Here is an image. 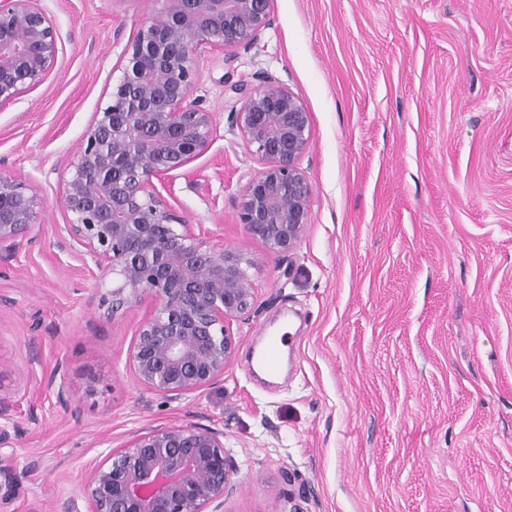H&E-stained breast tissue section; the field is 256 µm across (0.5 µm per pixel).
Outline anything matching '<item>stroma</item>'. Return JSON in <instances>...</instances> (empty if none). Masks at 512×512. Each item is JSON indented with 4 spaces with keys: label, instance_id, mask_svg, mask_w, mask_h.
<instances>
[{
    "label": "stroma",
    "instance_id": "35a3bbf8",
    "mask_svg": "<svg viewBox=\"0 0 512 512\" xmlns=\"http://www.w3.org/2000/svg\"><path fill=\"white\" fill-rule=\"evenodd\" d=\"M41 5L57 60L0 105V173L44 202L0 252V512H56L108 446L170 425L223 430L238 464L224 512H512V0H274L254 46L202 57L211 141L166 198L253 258L255 307L230 321L223 381L170 404L128 363L151 302L104 315L54 235L61 180L161 4ZM266 78L310 118V219L288 258L238 221L262 163L224 87ZM283 321L268 380L254 355Z\"/></svg>",
    "mask_w": 512,
    "mask_h": 512
}]
</instances>
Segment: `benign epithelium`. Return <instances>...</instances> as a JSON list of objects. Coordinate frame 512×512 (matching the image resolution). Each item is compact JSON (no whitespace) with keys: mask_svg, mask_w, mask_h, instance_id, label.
<instances>
[{"mask_svg":"<svg viewBox=\"0 0 512 512\" xmlns=\"http://www.w3.org/2000/svg\"><path fill=\"white\" fill-rule=\"evenodd\" d=\"M41 0H0V105L39 84L59 34ZM126 49L107 105L94 113L60 186L67 222L58 246L81 278L112 275L97 288L113 316L149 297L154 306L129 349L140 383L168 402L223 379L235 350L227 319L254 305L246 254L214 247L169 204L155 182L204 152L213 113L189 101L199 59L256 43L273 0H162ZM231 127L264 162L242 188L239 222L288 257L309 223L310 185L298 161L309 113L283 83L229 86ZM44 203L27 182L0 174V249L36 223ZM236 462L224 431L171 425L137 432L61 500L56 512H224Z\"/></svg>","mask_w":512,"mask_h":512,"instance_id":"benign-epithelium-1","label":"benign epithelium"}]
</instances>
